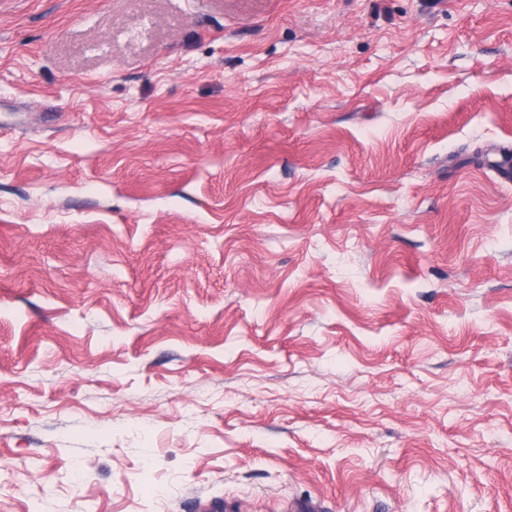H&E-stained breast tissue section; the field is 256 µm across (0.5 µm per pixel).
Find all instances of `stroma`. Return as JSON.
Returning a JSON list of instances; mask_svg holds the SVG:
<instances>
[{"instance_id":"1","label":"stroma","mask_w":512,"mask_h":512,"mask_svg":"<svg viewBox=\"0 0 512 512\" xmlns=\"http://www.w3.org/2000/svg\"><path fill=\"white\" fill-rule=\"evenodd\" d=\"M512 0H0V512H512Z\"/></svg>"}]
</instances>
